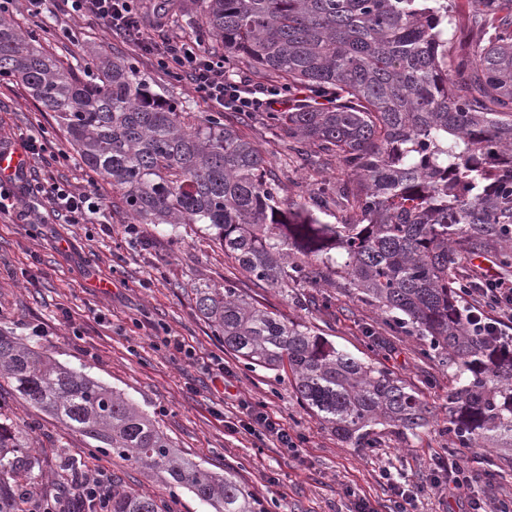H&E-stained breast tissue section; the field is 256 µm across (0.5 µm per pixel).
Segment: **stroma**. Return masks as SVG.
Segmentation results:
<instances>
[{
	"label": "stroma",
	"mask_w": 512,
	"mask_h": 512,
	"mask_svg": "<svg viewBox=\"0 0 512 512\" xmlns=\"http://www.w3.org/2000/svg\"><path fill=\"white\" fill-rule=\"evenodd\" d=\"M136 6L152 36L196 38L202 50L223 54L219 41L197 35L203 0H182L161 21L155 0H136ZM13 19L74 70H81L93 55L121 54L133 59L156 91L182 102L186 111L202 115L208 110L188 80L160 70L151 57L110 34L99 19L74 18L56 7L35 16L23 5ZM31 133L46 138L48 154L28 159V169L94 190L104 205L94 223L66 224L48 205L25 197L19 206L27 221L0 219L1 333L27 338L60 363L85 368L91 377L121 392L156 421L182 457L218 473L231 471L264 501L268 512H346L353 493L367 498L373 512H390L392 478L425 485L414 502L415 512H463L469 498L490 507L512 500L511 465H501L490 475L484 464L489 449L449 451L442 431L451 385L448 368L440 357L423 355L422 337L392 335L380 312L343 283L331 289L332 305L325 312L304 302L314 288L284 295L257 287L223 251L209 245L198 225H184L173 235L168 226L143 224L138 238L130 239L120 193L89 172L52 113L21 84L0 81V141ZM61 153L66 161L56 162ZM106 223L111 226L107 234L102 231ZM59 236L68 239V249H57ZM201 278L232 280L287 318L315 325L338 348L381 362L420 393L427 425L413 434L377 427L372 448L324 429L299 403L285 375L247 367L225 352L195 309L193 286ZM169 333L183 336L194 358L171 356L163 345ZM214 355L223 357L231 371L223 403L207 369ZM0 403L13 410L23 436L34 447L53 453L65 446L68 455L111 470L123 489L154 496L171 512H209L188 492L170 495L160 479L133 461L91 451L86 438L23 402L10 385L0 386ZM245 403L262 407L291 433L303 436L299 452L242 430L231 432L228 425L241 419ZM452 458L472 472L470 489L446 486L445 468Z\"/></svg>",
	"instance_id": "obj_1"
}]
</instances>
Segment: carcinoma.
<instances>
[{"label":"carcinoma","instance_id":"cac0c4a2","mask_svg":"<svg viewBox=\"0 0 512 512\" xmlns=\"http://www.w3.org/2000/svg\"><path fill=\"white\" fill-rule=\"evenodd\" d=\"M482 38L448 66V0H207L204 26L224 56L288 90L286 112L199 119L161 97L131 59L97 55L92 77L0 15V77L55 113L89 171L121 193L133 224H202L251 281L290 288L347 282L395 335L448 360V445L512 462V346L481 335L461 305L462 260L512 267V0H467ZM275 130L299 168L333 158L309 200L291 199L268 153L240 133ZM349 215L339 224L322 216ZM195 309L224 350L284 372L297 399L343 440L375 427L416 432L425 406L387 367L339 349L230 281L194 285ZM0 378L65 428L185 489L214 512H267L229 472L181 459L130 400L0 333ZM0 407V512L45 463ZM112 512H172L112 486Z\"/></svg>","mask_w":512,"mask_h":512}]
</instances>
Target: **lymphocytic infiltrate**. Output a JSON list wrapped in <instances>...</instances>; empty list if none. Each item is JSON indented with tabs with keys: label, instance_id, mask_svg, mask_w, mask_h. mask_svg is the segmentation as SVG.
I'll use <instances>...</instances> for the list:
<instances>
[{
	"label": "lymphocytic infiltrate",
	"instance_id": "obj_1",
	"mask_svg": "<svg viewBox=\"0 0 512 512\" xmlns=\"http://www.w3.org/2000/svg\"><path fill=\"white\" fill-rule=\"evenodd\" d=\"M74 14L92 15L102 20L108 30L124 36L142 54L155 58L162 69L189 80L193 89L210 105L212 111L231 109L236 112H273L288 104L279 91H270L268 98L256 97L249 83L234 80L224 70V59L218 55L199 53L188 43L165 38L155 40L142 27L140 15L130 0H61ZM28 190L45 199L53 212L69 224H85L91 215L99 213L102 204L93 191L76 190L53 180L33 184L26 173L16 175L13 183L0 185V215L14 208L16 190ZM465 295L479 306L477 316L486 325L500 328L512 321V279L498 277L480 270L475 285Z\"/></svg>",
	"mask_w": 512,
	"mask_h": 512
}]
</instances>
